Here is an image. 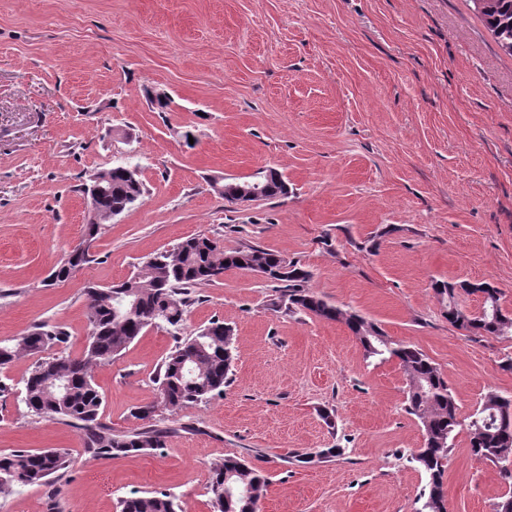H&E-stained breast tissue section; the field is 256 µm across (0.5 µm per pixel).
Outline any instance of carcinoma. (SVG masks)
<instances>
[{
  "label": "carcinoma",
  "mask_w": 512,
  "mask_h": 512,
  "mask_svg": "<svg viewBox=\"0 0 512 512\" xmlns=\"http://www.w3.org/2000/svg\"><path fill=\"white\" fill-rule=\"evenodd\" d=\"M503 52L512 56V0H471ZM106 193L100 205L122 214L145 192L138 166L120 163L98 171ZM260 182L256 199L288 194V184L274 168L258 171L256 177L220 185L217 193L236 204L238 188ZM92 261L89 254L72 252L52 272L54 280L69 278ZM228 269L261 273L282 290L290 311L305 312L327 321L341 322L356 336L366 358L379 363L396 359L404 374L423 384L422 389L407 386L406 409L420 421L424 446L411 455L429 477L428 492L420 512H447L443 476L448 456L454 448L456 432L469 433L473 455L501 468L512 478V395L489 391L482 403L467 417H461L457 401L439 368L419 348L395 342L374 322L328 303L308 282L309 271L295 261L257 246L224 250L207 237H191L169 251L157 254L156 261L110 286L91 284L85 288L90 331L78 356L63 352L43 353L66 343L67 333L57 324L42 323L6 343H0V368L21 355L38 357L23 381L22 401L28 412L39 418L63 421L79 430L85 451L95 459H118L150 454L166 447L169 428L155 420L158 406L171 413L209 399L224 391L232 372L234 330L213 320L191 336L176 338L174 350L153 376L160 391V404L153 402L131 410V416L146 426L116 434L101 421L104 397L94 383L98 366L112 362L148 328L178 330L185 321L190 295L200 285L215 281ZM435 293L448 304V323L475 336L512 335V316L499 304L500 291L483 282L436 280ZM464 292L483 299L484 313L458 307L457 296ZM71 465L68 453L55 448L16 449L0 452V497L10 496L20 486H41L50 477ZM268 478L246 461L227 457L211 467L210 493L214 512H258L265 497ZM120 512H179L176 497L170 493L132 494L118 500Z\"/></svg>",
  "instance_id": "carcinoma-1"
}]
</instances>
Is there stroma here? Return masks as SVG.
<instances>
[{
    "label": "stroma",
    "instance_id": "1",
    "mask_svg": "<svg viewBox=\"0 0 512 512\" xmlns=\"http://www.w3.org/2000/svg\"><path fill=\"white\" fill-rule=\"evenodd\" d=\"M130 155L143 197L101 225L93 263L49 284L84 236L81 185ZM263 167L287 195L230 204L211 186ZM194 236L298 262L324 300L428 355L461 416L512 394V336L452 326L432 288L488 281L512 313V56L469 0H0V340L49 320L81 353L85 287ZM195 297L182 333L231 325L232 380L169 416L159 453L91 458L75 428L20 402L34 357L0 370V452L73 457L0 512H119L154 491L213 512L210 467L228 456L265 471L259 512H419L428 477L410 455L424 431L397 361L367 360L342 323L280 309L253 273L225 271ZM174 346L151 328L95 370L113 432L141 428L130 411L156 400ZM329 448L339 456L321 458ZM443 482L447 512H492L512 489L464 430Z\"/></svg>",
    "mask_w": 512,
    "mask_h": 512
}]
</instances>
